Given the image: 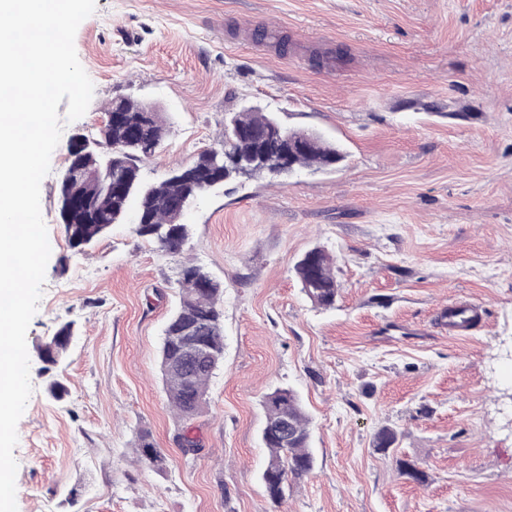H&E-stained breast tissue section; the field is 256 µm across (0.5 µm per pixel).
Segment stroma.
<instances>
[{
    "label": "stroma",
    "instance_id": "1",
    "mask_svg": "<svg viewBox=\"0 0 512 512\" xmlns=\"http://www.w3.org/2000/svg\"><path fill=\"white\" fill-rule=\"evenodd\" d=\"M75 49L94 95L40 187L51 256L26 335L18 512H512V0H96ZM117 98L166 117L148 182L217 146L245 106L346 159L202 195L182 255L137 237L132 212L78 251L58 210L67 147ZM317 246L335 260L332 309L293 270ZM186 261L224 285V364L187 424L158 363ZM463 302L476 322L449 330ZM68 321L58 401L38 348ZM288 387L315 466L277 505L262 401ZM186 426L198 454L176 441ZM141 431L165 472L137 462Z\"/></svg>",
    "mask_w": 512,
    "mask_h": 512
}]
</instances>
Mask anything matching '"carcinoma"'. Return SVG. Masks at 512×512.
I'll return each mask as SVG.
<instances>
[{
	"instance_id": "obj_1",
	"label": "carcinoma",
	"mask_w": 512,
	"mask_h": 512,
	"mask_svg": "<svg viewBox=\"0 0 512 512\" xmlns=\"http://www.w3.org/2000/svg\"><path fill=\"white\" fill-rule=\"evenodd\" d=\"M114 104L120 119L101 127L100 145L103 153L112 156V177L130 173L135 181L123 192L109 193L99 159H85L84 194L92 206L82 211L76 223L64 225L73 249L81 250L107 234L134 207L141 216L134 233L153 241L160 253L176 255L190 238V226L183 223L185 211L195 199L218 186L211 179L212 173L221 172L224 182L239 176L281 173L278 160L286 149L287 129L270 113L251 109L234 114L224 127L220 147L201 151L192 164L171 170L160 181L145 182L139 163L156 154L166 134V118L130 98L118 99ZM344 158L340 147L319 135L307 150L295 156V169H335ZM332 266V256L321 248L309 250L294 266L306 294L325 309L335 307L338 297ZM177 283L179 306L163 332L160 370L169 403L178 418L187 422L202 410L208 384L224 362V318L220 308L224 290L192 263L181 265ZM191 327L205 329L208 336V353L203 359L193 358L185 350L184 340ZM71 332L72 323L63 324L43 348L41 375L45 376L48 392L58 401L67 388L56 368L68 351ZM262 407L265 418L261 441L268 450V460L261 480L269 498L279 503L288 495L291 481L314 469L311 419L297 392L290 388L266 394ZM136 453L148 467L158 472L166 468L165 455L145 431L136 436Z\"/></svg>"
}]
</instances>
